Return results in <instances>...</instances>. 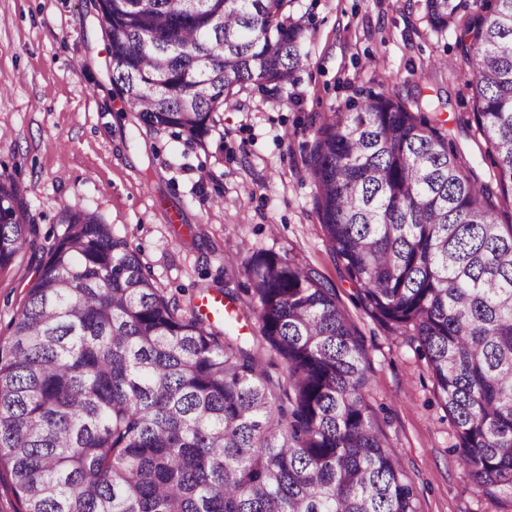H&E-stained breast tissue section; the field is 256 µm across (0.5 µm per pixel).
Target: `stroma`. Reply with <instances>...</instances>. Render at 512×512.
Wrapping results in <instances>:
<instances>
[{"mask_svg":"<svg viewBox=\"0 0 512 512\" xmlns=\"http://www.w3.org/2000/svg\"><path fill=\"white\" fill-rule=\"evenodd\" d=\"M293 12L308 54L294 81L242 89L196 141L138 125L114 95L97 0H0V173L19 185L40 237L61 233L62 206L93 213L185 315L201 289L247 287L255 251L314 269L364 340L368 402L418 512H512L511 495L473 488L425 359L358 302L319 222L308 170L316 116L382 89L444 125L480 181L493 182L464 89L462 27L435 31L424 0H295ZM37 267L23 253L0 271V336Z\"/></svg>","mask_w":512,"mask_h":512,"instance_id":"stroma-1","label":"stroma"}]
</instances>
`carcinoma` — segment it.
Here are the masks:
<instances>
[{
	"mask_svg": "<svg viewBox=\"0 0 512 512\" xmlns=\"http://www.w3.org/2000/svg\"><path fill=\"white\" fill-rule=\"evenodd\" d=\"M98 0L114 94L191 139L236 88L307 62L294 0ZM460 48L473 118L512 195V0H425ZM309 174L365 312L426 359L477 491L512 494V224L450 136L384 92L315 128ZM37 242L0 174V271L46 253L0 336V465L23 512H417L367 400L368 353L315 272L271 251L244 272L256 344L186 317L108 225L62 209ZM266 348L270 360L258 350ZM280 359L287 378L273 377Z\"/></svg>",
	"mask_w": 512,
	"mask_h": 512,
	"instance_id": "carcinoma-1",
	"label": "carcinoma"
}]
</instances>
